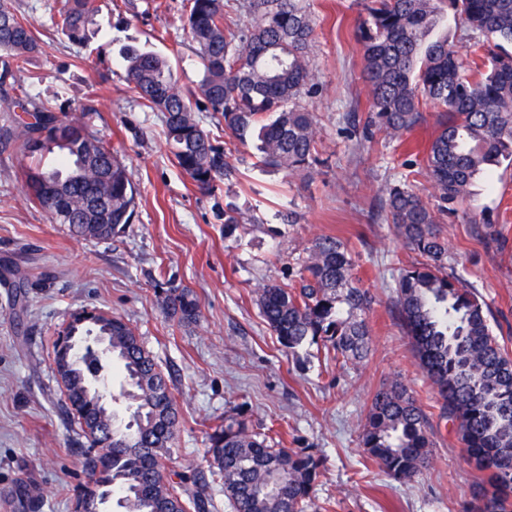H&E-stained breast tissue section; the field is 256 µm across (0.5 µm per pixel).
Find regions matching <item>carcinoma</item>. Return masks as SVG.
Returning <instances> with one entry per match:
<instances>
[{
	"label": "carcinoma",
	"mask_w": 512,
	"mask_h": 512,
	"mask_svg": "<svg viewBox=\"0 0 512 512\" xmlns=\"http://www.w3.org/2000/svg\"><path fill=\"white\" fill-rule=\"evenodd\" d=\"M441 0H366L358 29L370 112L364 137L377 130L394 138L421 121V100L441 112L424 157L435 192L432 204L406 183L387 189L385 221L421 260L404 265L394 279V315L410 339L414 357L441 397L440 418L455 429L479 473L474 500L465 512H512V358L490 323L487 303L456 272L453 252L437 227L474 195L477 179L504 160L512 161V0H448L470 31L482 64L467 66L446 40L424 44L437 21ZM226 0H187L185 26L202 66L198 91L174 81L167 58L137 47L126 49L127 92L164 115L166 142L177 166L203 192L214 190L227 162L192 104L224 120L245 144L258 133L262 161L286 170L311 172L320 162L315 113L304 96L314 87L308 54L314 21L306 0H249L254 20L246 28L225 25ZM95 0H64L56 30L85 45ZM43 45L10 0H0V110L21 111L4 134L16 136L28 163L21 181L26 198L77 238L110 240L134 213V190L126 166L91 128L96 112L81 103L61 117L50 103L32 98L24 81ZM65 150L58 167L44 165L52 147ZM348 245L333 236L314 240L299 270V286L269 281L257 290V305L280 344L290 350L316 344L342 365L365 360L372 334L365 317L369 292L353 273ZM163 307L180 323L200 316L187 288L170 287ZM79 330L107 338L108 359L87 351L82 368L60 389L68 417L80 430L102 419L120 434L99 430L85 437L84 463L94 482L74 497L92 500L112 487L120 512H213L204 487L191 490L186 476L164 473L179 426L168 377L134 329L117 316L83 323L71 315L61 332ZM119 369L127 386L128 418L106 406L84 383L112 378ZM244 410L224 417L209 435V454L235 512H307L322 461L306 448H275L249 429ZM360 443L393 479L412 480L427 466L433 447L429 417L414 395L395 381L379 390L362 427Z\"/></svg>",
	"instance_id": "carcinoma-1"
}]
</instances>
